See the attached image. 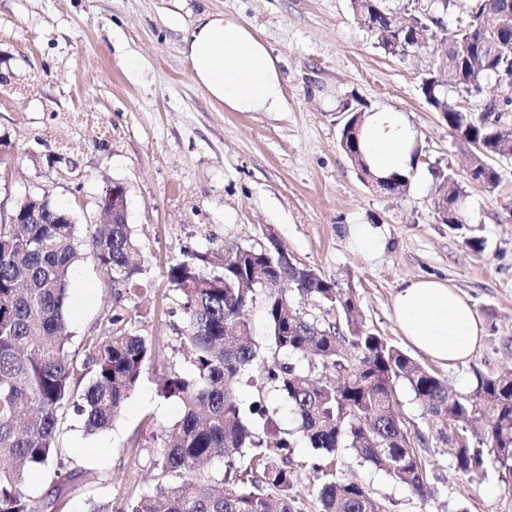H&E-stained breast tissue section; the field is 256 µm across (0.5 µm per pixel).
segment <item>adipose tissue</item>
Here are the masks:
<instances>
[{
    "label": "adipose tissue",
    "instance_id": "ef3b65f1",
    "mask_svg": "<svg viewBox=\"0 0 512 512\" xmlns=\"http://www.w3.org/2000/svg\"><path fill=\"white\" fill-rule=\"evenodd\" d=\"M195 77L235 112H281L283 79L267 45L240 17L205 13L184 37ZM360 151L378 179L411 175L418 133L407 113L392 108L364 113ZM394 316L403 336L443 364L469 360L479 348L483 324L471 299L448 280L419 277L403 281L394 297Z\"/></svg>",
    "mask_w": 512,
    "mask_h": 512
}]
</instances>
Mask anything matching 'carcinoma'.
I'll return each instance as SVG.
<instances>
[{"instance_id":"1","label":"carcinoma","mask_w":512,"mask_h":512,"mask_svg":"<svg viewBox=\"0 0 512 512\" xmlns=\"http://www.w3.org/2000/svg\"><path fill=\"white\" fill-rule=\"evenodd\" d=\"M457 0H430L402 18L385 0H351L360 25L391 56L408 57L413 33L437 39L446 52H432L421 92L469 154L468 179L489 194L501 176L492 157L512 155V0H470L466 18L453 29L436 24ZM477 100L480 110L450 103L452 96ZM339 146L367 177L359 145L364 114L358 99L344 101ZM434 207L453 229L467 225L468 193L455 173L437 169ZM409 179L376 180L399 194ZM43 224H0V512H46L27 487L50 466L59 421L71 411L86 431L111 426L140 385L153 344L138 334L130 310L120 304L142 271L141 249L127 224H88L84 234L68 212L47 199ZM232 244L194 251L169 266L167 278L180 295L185 316L180 343L188 374L171 372L158 393L181 406V417L164 430L151 492L128 497L115 512H295L299 464L294 437L274 425L264 400L244 405L238 389L245 373L259 368L262 383L279 392L299 420V432L317 452L309 467V492L320 512H390L363 485L337 475L344 448L386 472L420 499L429 496L428 474L396 408V385L404 383L424 404L438 437L468 436L453 448L452 465L470 478L494 465L512 478V369L475 370L467 396L423 367L357 318L355 295L304 265L277 263L280 243ZM84 251L110 278V310L101 333L72 351L64 335L70 272ZM286 283L303 298L336 309V319L302 312L285 293H263L259 280ZM275 352L307 360L302 370L286 359L258 362L249 341L248 311L259 295ZM355 358H350V353ZM224 463V486L197 474L204 463Z\"/></svg>"}]
</instances>
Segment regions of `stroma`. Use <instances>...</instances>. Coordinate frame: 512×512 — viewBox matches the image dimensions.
I'll use <instances>...</instances> for the list:
<instances>
[{
	"mask_svg": "<svg viewBox=\"0 0 512 512\" xmlns=\"http://www.w3.org/2000/svg\"><path fill=\"white\" fill-rule=\"evenodd\" d=\"M205 12L241 17L268 45L285 80L286 111L232 112L195 81L183 38ZM130 58L137 69L127 68ZM0 75V140L9 145L0 155V216L45 191L82 228L97 221L99 197L118 183L144 256L127 305L155 346L149 378L106 431L89 435L81 417L62 419L55 455L78 477L60 492L48 469L30 486L55 499L54 512H108L152 489L157 435L180 417L154 380L190 369L179 295L166 274L188 250L259 246L275 236L295 261L352 288L365 326L456 393L474 390L475 371L512 367V159H495V193L468 185L465 232L440 223L434 171L465 176L466 158L424 100L419 59L385 54L350 0H0ZM352 96L370 110L410 115L419 160L403 194L378 192L340 149L342 104ZM357 224L378 232V254L353 248ZM467 234L483 239V251L464 244ZM429 275L467 293L483 321L481 346L466 363L443 366L413 350L394 321L398 285ZM110 303L103 272L78 260L70 349L98 331ZM396 399L406 428L422 438L430 497L420 500L350 450L341 477L362 483L391 512H512V482L494 471L482 480L458 473L422 403L402 384Z\"/></svg>",
	"mask_w": 512,
	"mask_h": 512,
	"instance_id": "35a3bbf8",
	"label": "stroma"
}]
</instances>
